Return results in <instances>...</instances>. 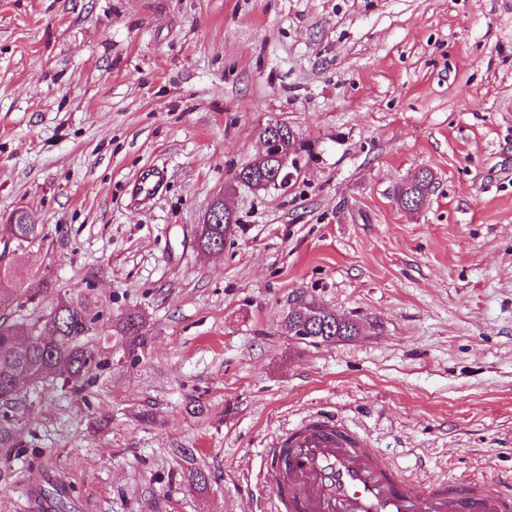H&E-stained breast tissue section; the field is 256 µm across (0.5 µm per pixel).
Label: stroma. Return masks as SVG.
<instances>
[{
	"mask_svg": "<svg viewBox=\"0 0 512 512\" xmlns=\"http://www.w3.org/2000/svg\"><path fill=\"white\" fill-rule=\"evenodd\" d=\"M275 121L312 146L290 187L234 183ZM220 196L238 230L202 256ZM20 208L45 238L0 231V293L50 281L42 310L82 293L150 344L0 405V512H273L263 450L316 412L409 480L512 483V0H0ZM299 292L360 335L295 342ZM421 177L415 182L413 186L408 184L400 185L395 192L394 200L398 204L399 200L417 199L418 205H424L427 197L432 192L433 175L430 171L422 170Z\"/></svg>",
	"mask_w": 512,
	"mask_h": 512,
	"instance_id": "stroma-1",
	"label": "stroma"
}]
</instances>
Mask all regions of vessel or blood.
Instances as JSON below:
<instances>
[{
  "instance_id": "vessel-or-blood-1",
  "label": "vessel or blood",
  "mask_w": 512,
  "mask_h": 512,
  "mask_svg": "<svg viewBox=\"0 0 512 512\" xmlns=\"http://www.w3.org/2000/svg\"><path fill=\"white\" fill-rule=\"evenodd\" d=\"M266 454L278 512H512V492L502 482H411L366 436L323 414L303 421Z\"/></svg>"
}]
</instances>
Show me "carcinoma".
Masks as SVG:
<instances>
[{"label": "carcinoma", "instance_id": "obj_1", "mask_svg": "<svg viewBox=\"0 0 512 512\" xmlns=\"http://www.w3.org/2000/svg\"><path fill=\"white\" fill-rule=\"evenodd\" d=\"M276 160L269 159L254 169L246 165L235 172L239 177L270 178ZM433 175L421 171L414 185H401L394 200L416 199L425 204L432 192ZM9 239L17 248L28 247L43 239V228L31 222L29 216L16 211L7 225ZM235 231V225L215 221L206 225V232L197 238L200 252L224 248V241ZM14 299L0 295V403L7 405L16 395L15 381L26 379L32 383L62 381L76 395L84 393L96 380V371L107 363L105 350L86 342L88 336L99 331V314L92 301L81 294L58 295L50 311L34 319H12L8 310ZM316 325L313 343H331L357 335L358 323L350 318L336 319L333 312L317 307V316L310 319ZM141 319L129 315L116 325L117 335L126 351L134 358L149 345V338L140 330Z\"/></svg>", "mask_w": 512, "mask_h": 512}]
</instances>
